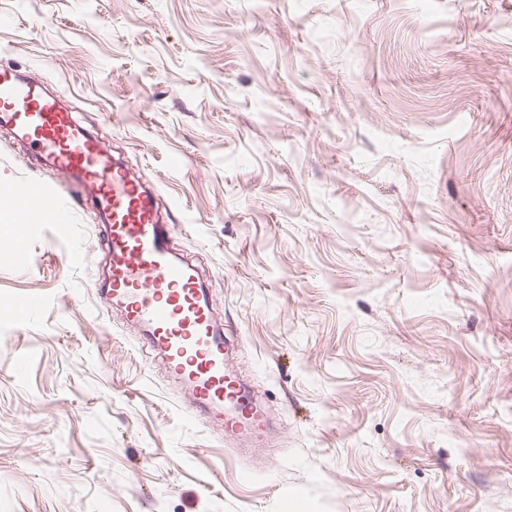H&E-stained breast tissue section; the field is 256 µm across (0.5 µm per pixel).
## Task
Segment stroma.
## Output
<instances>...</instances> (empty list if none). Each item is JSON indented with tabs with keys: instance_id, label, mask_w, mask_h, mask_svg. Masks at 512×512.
<instances>
[{
	"instance_id": "35a3bbf8",
	"label": "stroma",
	"mask_w": 512,
	"mask_h": 512,
	"mask_svg": "<svg viewBox=\"0 0 512 512\" xmlns=\"http://www.w3.org/2000/svg\"><path fill=\"white\" fill-rule=\"evenodd\" d=\"M0 66L155 185L276 427L190 418L69 211L0 234V512H512V0H0Z\"/></svg>"
}]
</instances>
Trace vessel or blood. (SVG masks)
Here are the masks:
<instances>
[{
  "instance_id": "1",
  "label": "vessel or blood",
  "mask_w": 512,
  "mask_h": 512,
  "mask_svg": "<svg viewBox=\"0 0 512 512\" xmlns=\"http://www.w3.org/2000/svg\"><path fill=\"white\" fill-rule=\"evenodd\" d=\"M0 127L9 130L49 180L0 191V214L19 237L27 215L60 219L68 205L100 218L108 259L104 300L141 327L148 346L188 391V411L231 438L261 443L265 409L227 367L231 346L197 267L176 256L156 194L132 174L59 99L16 70L0 67Z\"/></svg>"
}]
</instances>
